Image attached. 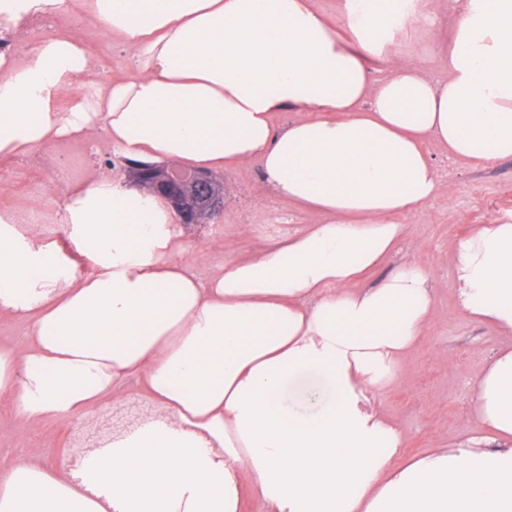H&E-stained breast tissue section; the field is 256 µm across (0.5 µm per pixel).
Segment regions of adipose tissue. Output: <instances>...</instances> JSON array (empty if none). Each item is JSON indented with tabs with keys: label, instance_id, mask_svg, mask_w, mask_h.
Here are the masks:
<instances>
[{
	"label": "adipose tissue",
	"instance_id": "1",
	"mask_svg": "<svg viewBox=\"0 0 512 512\" xmlns=\"http://www.w3.org/2000/svg\"><path fill=\"white\" fill-rule=\"evenodd\" d=\"M431 77L401 48L441 0H0V24L90 16L133 72L92 77L55 32L0 56V159L88 152L213 173L254 166L319 215L199 277L157 194L99 168L63 175L52 209L0 211V405L22 429L84 417L128 381L166 413L77 468L0 470V512H512V349L473 388V433L403 458L379 397L431 321L430 273L404 260L365 278L445 191L429 151L486 167L512 157V0H450ZM85 92L68 109L75 84ZM290 113L275 126L276 113ZM61 225L64 239L53 234ZM460 310L512 335V212L459 241Z\"/></svg>",
	"mask_w": 512,
	"mask_h": 512
}]
</instances>
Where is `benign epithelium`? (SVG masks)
I'll return each mask as SVG.
<instances>
[{
    "label": "benign epithelium",
    "mask_w": 512,
    "mask_h": 512,
    "mask_svg": "<svg viewBox=\"0 0 512 512\" xmlns=\"http://www.w3.org/2000/svg\"><path fill=\"white\" fill-rule=\"evenodd\" d=\"M130 183L163 196L184 225L201 224L224 209V184L209 173L176 166L133 163Z\"/></svg>",
    "instance_id": "1"
}]
</instances>
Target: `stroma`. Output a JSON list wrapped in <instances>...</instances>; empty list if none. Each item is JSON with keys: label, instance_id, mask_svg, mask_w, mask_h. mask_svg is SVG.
<instances>
[{"label": "stroma", "instance_id": "stroma-1", "mask_svg": "<svg viewBox=\"0 0 512 512\" xmlns=\"http://www.w3.org/2000/svg\"><path fill=\"white\" fill-rule=\"evenodd\" d=\"M92 54L97 78L118 79L128 75L127 52L121 45H107L94 24L71 23ZM439 169L448 176V193L421 211L403 216L407 234L399 246L400 256L430 272L434 305L432 324L417 349L400 365L381 396L382 408L404 434L407 455L431 448H454L471 433L468 412L472 387L487 361L500 349L512 346V336L468 319L458 308L452 264L458 241L490 216L512 212V158L486 168H473L434 148ZM41 168L29 161L0 160V179L8 188L0 191V204L26 207L34 189H42L46 204L59 195L55 174L67 162L74 176H82L85 161L79 156L60 159L41 156ZM236 198L225 209L219 224L224 237L208 236L207 225L186 226L190 246L187 263L198 266L203 256L220 257L225 240L246 255L266 247L272 237L315 222L314 214L298 211L266 191L254 169L243 168L230 176ZM248 214L257 228L237 231L240 214ZM150 410V401L140 395L135 382H128L116 398L85 418L49 419L31 430H21L11 414L0 410V469L36 462L50 469H71L89 451L140 425Z\"/></svg>", "mask_w": 512, "mask_h": 512}]
</instances>
